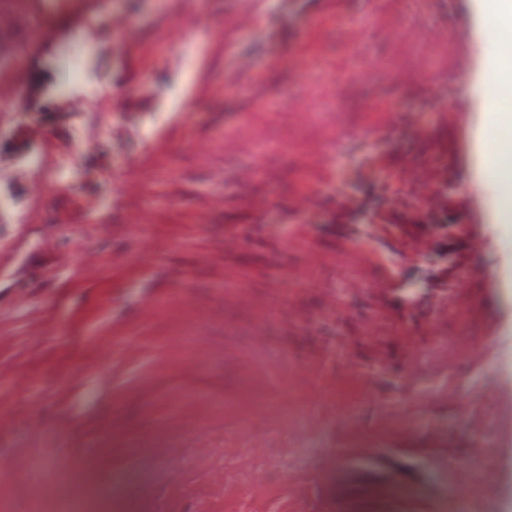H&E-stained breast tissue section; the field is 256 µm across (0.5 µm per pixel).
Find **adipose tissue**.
Segmentation results:
<instances>
[{
  "mask_svg": "<svg viewBox=\"0 0 512 512\" xmlns=\"http://www.w3.org/2000/svg\"><path fill=\"white\" fill-rule=\"evenodd\" d=\"M481 20L495 51L488 81L481 94L488 101L483 114L490 137L483 151V167L499 189L498 224L512 225V0H482Z\"/></svg>",
  "mask_w": 512,
  "mask_h": 512,
  "instance_id": "ef3b65f1",
  "label": "adipose tissue"
}]
</instances>
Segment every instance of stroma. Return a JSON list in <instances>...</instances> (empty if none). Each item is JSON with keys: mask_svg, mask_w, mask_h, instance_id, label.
<instances>
[{"mask_svg": "<svg viewBox=\"0 0 512 512\" xmlns=\"http://www.w3.org/2000/svg\"><path fill=\"white\" fill-rule=\"evenodd\" d=\"M64 1L98 30L74 78L38 41ZM478 4L254 0L240 27L236 0H31L0 31V82L28 78L0 111V512H457L450 462L487 451L512 512V236L476 136ZM439 192L469 211L422 207ZM203 198L223 205L199 224ZM355 251L392 292H346ZM277 295L264 323L240 304ZM17 460L41 462V496Z\"/></svg>", "mask_w": 512, "mask_h": 512, "instance_id": "35a3bbf8", "label": "stroma"}]
</instances>
